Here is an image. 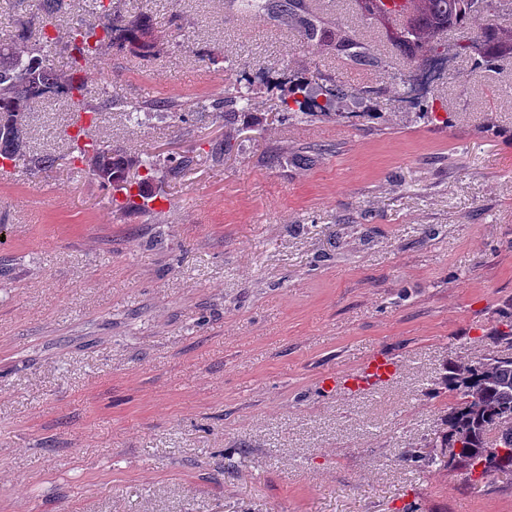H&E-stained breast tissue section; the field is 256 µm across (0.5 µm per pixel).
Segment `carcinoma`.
<instances>
[{"mask_svg": "<svg viewBox=\"0 0 512 512\" xmlns=\"http://www.w3.org/2000/svg\"><path fill=\"white\" fill-rule=\"evenodd\" d=\"M503 2L505 0H410L405 14L394 21L389 38L407 53L409 59L421 65L440 55L438 36L441 33L461 30L465 36L456 44V51L469 55L474 66L481 68L495 57L512 54V30L488 25L480 28L477 34L467 36L476 16L499 10ZM91 6L103 16L104 22L98 25L81 22L63 33L44 25L35 38L23 31L15 35V39L0 43V167L8 163L33 172L56 167L59 157L29 151L26 112L32 104L48 94L79 102L85 96L86 68L103 49L117 44L144 51L154 44V28L139 17L126 18L116 14L113 0H91ZM238 7L247 13L276 15L285 25L298 27L308 44L323 39L321 20L308 0H239ZM60 44L67 58L63 69L55 68L47 54ZM336 50L356 64L380 63L348 31L336 35ZM310 83L317 85L323 101L309 99L307 86ZM251 86L249 82L244 89H227L224 98L214 100L208 106H196L192 113L210 112L229 124L236 123L243 115L249 117L248 124L258 125L261 120L252 112ZM291 95V100H283L289 119L345 117V113L335 112L333 108L347 91L342 85L318 74L311 76L309 81L295 83ZM112 106L124 108L128 120L136 124L142 123L144 117L158 116L162 110L175 108L173 104L160 105L153 101L128 105L114 100ZM83 135L85 128L81 126L76 134L69 136L73 143L68 153L69 163L84 165L88 175L111 188L113 193L122 195L128 205L134 204L131 191L137 190V196L142 199V204L138 205L140 209L149 206L153 181L175 178L193 162L191 157L179 161L162 160L149 152L131 156L97 140L81 146L79 142ZM133 169H141L145 175L133 182L129 180V172ZM488 336L496 346L511 347L512 315L492 327ZM443 385L452 398L443 419L445 428L426 444L428 450L409 451L407 459L420 468L442 472L464 470L471 475L478 469L483 478L512 472V425H503V421L512 419V355L491 352L479 361L453 362ZM459 436L463 437V451L458 460L450 464L445 460L443 449ZM488 448H500L507 452V456L492 464L485 456Z\"/></svg>", "mask_w": 512, "mask_h": 512, "instance_id": "1", "label": "carcinoma"}]
</instances>
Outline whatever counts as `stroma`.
<instances>
[{"label":"stroma","mask_w":512,"mask_h":512,"mask_svg":"<svg viewBox=\"0 0 512 512\" xmlns=\"http://www.w3.org/2000/svg\"><path fill=\"white\" fill-rule=\"evenodd\" d=\"M115 3L157 43L98 58L88 134L194 162L141 213L64 162L0 176V512H512V474L403 458L443 428L450 363L512 313V57L454 56L444 126L403 107L418 67L355 0H313L331 32L313 46L224 0ZM41 24L38 0H0V40ZM336 29L381 66L338 54ZM316 73L348 119L284 118ZM242 75L256 128L105 106L209 103ZM74 108L34 103L33 151L66 154ZM378 353L389 382L333 386Z\"/></svg>","instance_id":"35a3bbf8"}]
</instances>
